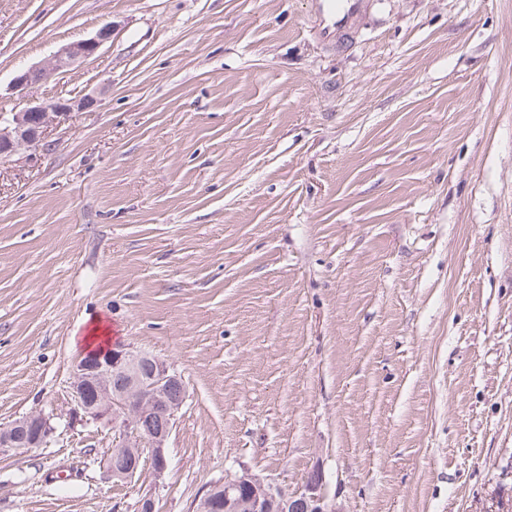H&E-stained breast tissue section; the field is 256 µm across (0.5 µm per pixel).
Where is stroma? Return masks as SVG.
<instances>
[{"instance_id": "1", "label": "stroma", "mask_w": 512, "mask_h": 512, "mask_svg": "<svg viewBox=\"0 0 512 512\" xmlns=\"http://www.w3.org/2000/svg\"><path fill=\"white\" fill-rule=\"evenodd\" d=\"M0 0L16 71L112 24L34 98L96 94L0 160V512H192L226 473L329 512L512 499V0ZM180 373L161 484L70 417L96 318ZM53 433L50 418L40 411H33L0 425V453L39 448L47 444Z\"/></svg>"}]
</instances>
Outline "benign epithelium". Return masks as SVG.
<instances>
[{
	"label": "benign epithelium",
	"mask_w": 512,
	"mask_h": 512,
	"mask_svg": "<svg viewBox=\"0 0 512 512\" xmlns=\"http://www.w3.org/2000/svg\"><path fill=\"white\" fill-rule=\"evenodd\" d=\"M112 25L107 24L94 36L61 46L47 61L18 71L12 85L25 101L20 110L0 115V157L8 158L22 147L38 148L52 124L67 121L70 114L95 106L98 98L87 94L75 100L40 101L29 98L33 89L55 73L95 56L112 38ZM130 376L123 389L113 387V377ZM180 379L163 360L142 351L109 348L91 356L80 355L72 363L71 415L83 423H94L116 436V453L134 455L149 451L155 480L164 477L168 467L166 431L148 432L139 428L138 420L147 414H162L173 421L181 410L186 395L170 399L167 386ZM95 385L94 400L86 395V384ZM54 433L50 418L33 411L0 425V453L25 448H38ZM240 482L253 489L251 499L242 504L231 498ZM322 483L307 482L301 492L288 494L283 488L247 472L230 475L224 480V504L229 512H330L325 503Z\"/></svg>",
	"instance_id": "1"
}]
</instances>
